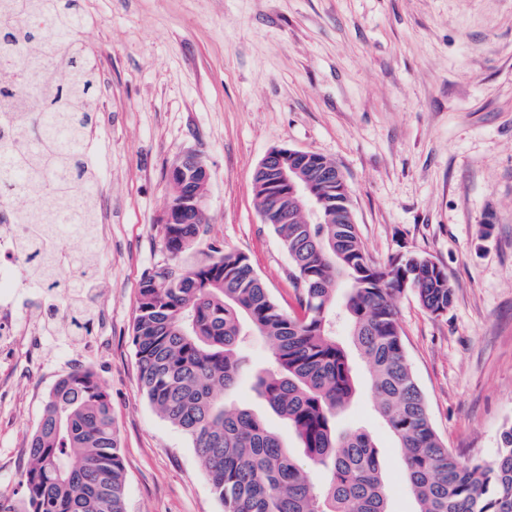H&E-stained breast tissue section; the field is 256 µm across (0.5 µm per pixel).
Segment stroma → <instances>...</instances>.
<instances>
[{
  "instance_id": "1",
  "label": "stroma",
  "mask_w": 512,
  "mask_h": 512,
  "mask_svg": "<svg viewBox=\"0 0 512 512\" xmlns=\"http://www.w3.org/2000/svg\"><path fill=\"white\" fill-rule=\"evenodd\" d=\"M79 38L108 94L98 114L105 251L95 336L40 333L0 348V494L19 498L28 443L57 380L92 368L112 396L125 512H223L190 438L144 396L132 345L143 272L164 263L167 172L196 153L205 223L182 266L212 248L247 255L298 309L292 265L255 207L252 174L276 147L346 177L377 264L431 257L455 288L438 315L396 299L408 363L431 421L466 458L497 457L512 420V0H82ZM337 428L378 446L391 512H417L370 374Z\"/></svg>"
}]
</instances>
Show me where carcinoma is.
<instances>
[{
	"instance_id": "carcinoma-1",
	"label": "carcinoma",
	"mask_w": 512,
	"mask_h": 512,
	"mask_svg": "<svg viewBox=\"0 0 512 512\" xmlns=\"http://www.w3.org/2000/svg\"><path fill=\"white\" fill-rule=\"evenodd\" d=\"M43 15L57 30L51 55L35 23ZM80 16V0H0V49L31 50L27 76L38 96L30 111L17 113L18 141L3 145L0 186L44 188L37 202L16 209L34 233L48 230L55 209L71 202L81 210L70 220L95 223L90 196L97 181L77 145L97 123L99 84L90 52L75 36ZM270 184L268 175L255 174L254 200L291 259L300 312L279 305L246 255L215 248L175 282H164L159 266L147 269L132 327L141 389L190 437L224 512H390L373 438L336 429L356 392L350 355L336 334L341 288L348 289L343 317L352 342L370 368L374 409L396 438L417 512H512V422L502 428L494 460L457 455L435 431L406 359L396 295L407 289L430 313L444 312L454 286L443 268L424 255L413 264L396 257L383 267L373 263L356 224L283 223L269 213ZM177 186L175 220L163 225L174 260L195 244L203 224L198 210L179 203L199 195L198 180ZM316 191L323 217L339 193L327 185ZM29 247L47 278L49 306L70 313L73 335H82L90 323L84 302L56 296L67 285L52 277L50 252L38 238ZM252 337L272 344L273 368L248 365L243 351ZM246 377L288 422L321 472L319 482L261 415L227 399ZM124 485L112 399L92 369L78 367L48 395L21 501L1 496L0 512H125Z\"/></svg>"
}]
</instances>
